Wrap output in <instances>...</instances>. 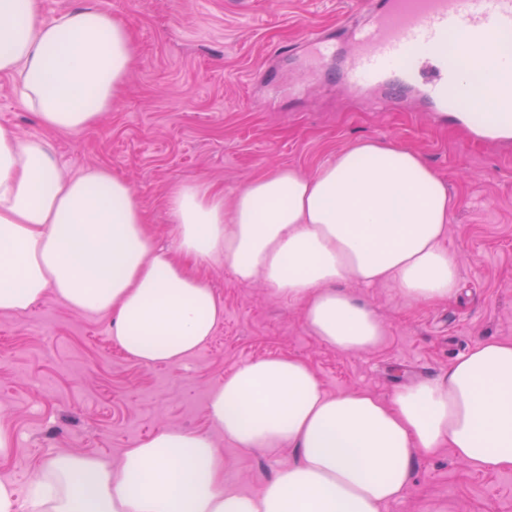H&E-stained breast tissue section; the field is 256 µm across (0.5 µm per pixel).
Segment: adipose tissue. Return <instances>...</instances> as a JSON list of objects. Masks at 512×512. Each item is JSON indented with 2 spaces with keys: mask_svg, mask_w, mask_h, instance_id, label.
Here are the masks:
<instances>
[{
  "mask_svg": "<svg viewBox=\"0 0 512 512\" xmlns=\"http://www.w3.org/2000/svg\"><path fill=\"white\" fill-rule=\"evenodd\" d=\"M41 0H0V76L51 131L97 125L137 56L128 25L95 0L49 21ZM465 90V124L512 137V113L488 112L480 81ZM456 201L416 152L363 139L307 176L278 167L225 206L203 182H178L166 207L174 251L155 248L131 184L100 167L62 175L47 141L0 126V313L54 295L83 315L110 316L114 343L145 366L177 365L213 335L224 304L195 272L223 261L303 305L307 325L345 353L375 347L382 323L344 282L389 284L408 300H447L458 264L445 247ZM208 417L249 452L295 458L258 493L224 485V458L205 435L172 429L111 466L60 454L26 497L0 481V512H382L411 485L418 458L452 448L473 467L512 469V342L485 339L447 373L382 399L327 394L288 357L258 359L212 390Z\"/></svg>",
  "mask_w": 512,
  "mask_h": 512,
  "instance_id": "ef3b65f1",
  "label": "adipose tissue"
}]
</instances>
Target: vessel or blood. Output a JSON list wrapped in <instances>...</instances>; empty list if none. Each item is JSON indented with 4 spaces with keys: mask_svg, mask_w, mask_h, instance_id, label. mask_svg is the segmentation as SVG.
<instances>
[{
    "mask_svg": "<svg viewBox=\"0 0 512 512\" xmlns=\"http://www.w3.org/2000/svg\"><path fill=\"white\" fill-rule=\"evenodd\" d=\"M361 8L369 21L356 29V51L343 71L353 91L410 88L431 112H469L465 77L447 53L457 36L485 48L496 109L512 112V0H363Z\"/></svg>",
    "mask_w": 512,
    "mask_h": 512,
    "instance_id": "vessel-or-blood-1",
    "label": "vessel or blood"
}]
</instances>
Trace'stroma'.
Returning a JSON list of instances; mask_svg holds the SVG:
<instances>
[{"instance_id":"1","label":"stroma","mask_w":512,"mask_h":512,"mask_svg":"<svg viewBox=\"0 0 512 512\" xmlns=\"http://www.w3.org/2000/svg\"><path fill=\"white\" fill-rule=\"evenodd\" d=\"M124 21L138 60L111 112L79 133L46 132L0 77V125L46 137L60 171L103 166L133 186L154 243L172 249L170 187L199 180L225 202L280 166L310 175L354 141L418 152L458 205L445 245L460 289L432 304L388 284L348 283L384 323L373 349L328 347L301 304L262 281L239 282L223 262L198 273L224 303L208 342L181 364L142 366L111 347L109 316L82 315L53 295L23 313H0V429L15 451L0 480L26 493L35 471L72 453L119 465L127 448L183 429L209 436L224 457V484L257 493L291 452L273 457L225 441L212 427L211 391L241 365L268 357L305 361L331 395L363 389L386 398L434 377L483 339L512 341V141L479 142L408 94L382 106L384 88L351 97L336 77L364 20L360 0H96ZM331 40L322 70L304 35ZM383 512H512V471L459 461L451 448L415 463L412 486Z\"/></svg>"}]
</instances>
